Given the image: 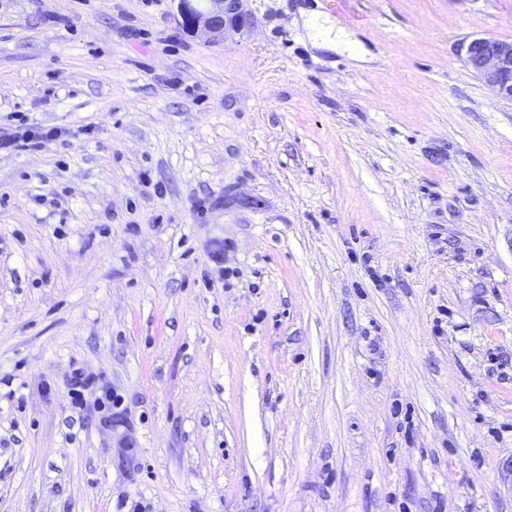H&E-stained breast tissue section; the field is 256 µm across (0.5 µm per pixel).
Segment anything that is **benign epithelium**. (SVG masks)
I'll list each match as a JSON object with an SVG mask.
<instances>
[{"label":"benign epithelium","mask_w":512,"mask_h":512,"mask_svg":"<svg viewBox=\"0 0 512 512\" xmlns=\"http://www.w3.org/2000/svg\"><path fill=\"white\" fill-rule=\"evenodd\" d=\"M188 31L215 40L240 20L241 0H177ZM464 62L502 100L512 102V38L474 37L461 48Z\"/></svg>","instance_id":"obj_1"}]
</instances>
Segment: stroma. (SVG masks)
I'll list each match as a JSON object with an SVG mask.
<instances>
[{"mask_svg":"<svg viewBox=\"0 0 512 512\" xmlns=\"http://www.w3.org/2000/svg\"><path fill=\"white\" fill-rule=\"evenodd\" d=\"M241 11L0 0V512H512V0ZM188 31H204L214 40L224 39V31L240 20L241 0H177ZM300 17L314 46L327 50L341 48L357 61L365 59L366 51L362 45L329 17L305 9L300 10ZM461 51L466 65L494 95L512 102V38L474 37Z\"/></svg>","mask_w":512,"mask_h":512,"instance_id":"35a3bbf8","label":"stroma"}]
</instances>
